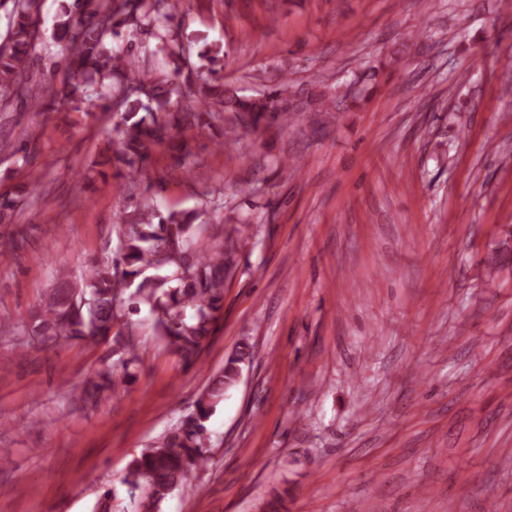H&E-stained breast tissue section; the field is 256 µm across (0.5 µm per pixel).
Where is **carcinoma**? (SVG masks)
Instances as JSON below:
<instances>
[{"mask_svg": "<svg viewBox=\"0 0 512 512\" xmlns=\"http://www.w3.org/2000/svg\"><path fill=\"white\" fill-rule=\"evenodd\" d=\"M12 3L8 42L0 44V110L14 98H24L35 112L60 99L78 100L87 85L103 89L95 107L117 109L120 136L113 158V177L138 185L148 174L150 147L175 131L220 121L225 132H257L273 124L288 125L296 112L288 108V82L254 98L224 96V43L204 44L197 51L198 67L190 62L192 44L176 23L175 0H60L52 40L60 55L51 63L63 82L30 83L21 69L37 56L40 0H0ZM126 32L115 48L112 37ZM158 40L168 78L139 68L133 49L140 40ZM199 98L192 112L182 100ZM197 216L193 212H162L151 199L137 203L118 225L120 246L92 261L79 278L63 274L43 309L29 324L27 346L36 351L51 342L107 345L109 369L86 378L80 394L95 398L130 384L140 362L136 323L130 315L148 307L153 330L186 369L196 366L208 340L220 328L224 294L237 270L233 233L210 250L191 254ZM249 358L240 350L216 374L196 401V411L128 462L122 479L134 512H160L169 495L183 489L191 475L208 460L210 436L206 422L224 393L237 382Z\"/></svg>", "mask_w": 512, "mask_h": 512, "instance_id": "carcinoma-1", "label": "carcinoma"}]
</instances>
